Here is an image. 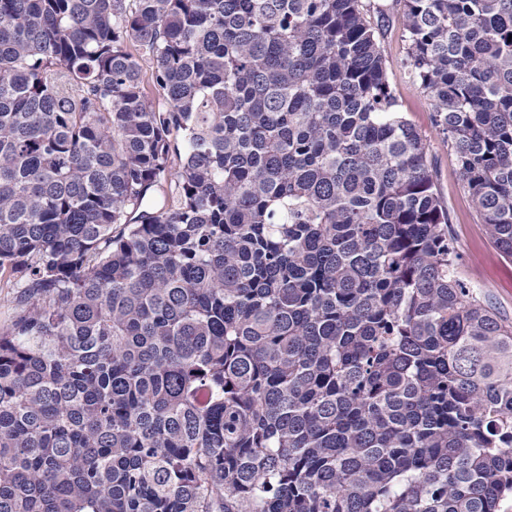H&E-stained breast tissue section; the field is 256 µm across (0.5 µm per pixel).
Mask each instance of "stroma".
<instances>
[{"label":"stroma","mask_w":512,"mask_h":512,"mask_svg":"<svg viewBox=\"0 0 512 512\" xmlns=\"http://www.w3.org/2000/svg\"><path fill=\"white\" fill-rule=\"evenodd\" d=\"M370 2L384 10L379 45L389 62L388 80L400 110L430 146L438 190L452 219L448 229L459 253L457 272L500 315L512 320V261L499 253L480 224L473 203L461 187L455 155L434 125L431 102L409 77L404 65L407 43L400 0Z\"/></svg>","instance_id":"obj_1"}]
</instances>
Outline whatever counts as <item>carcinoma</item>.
I'll list each match as a JSON object with an SVG mask.
<instances>
[{
	"instance_id": "carcinoma-1",
	"label": "carcinoma",
	"mask_w": 512,
	"mask_h": 512,
	"mask_svg": "<svg viewBox=\"0 0 512 512\" xmlns=\"http://www.w3.org/2000/svg\"><path fill=\"white\" fill-rule=\"evenodd\" d=\"M401 2L511 260L512 0ZM448 224L364 0H0V512H501Z\"/></svg>"
}]
</instances>
